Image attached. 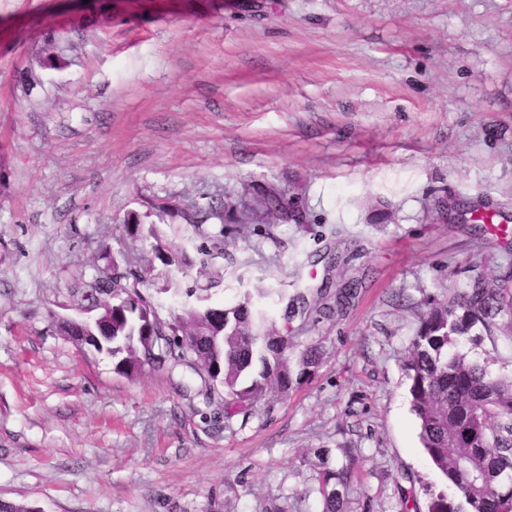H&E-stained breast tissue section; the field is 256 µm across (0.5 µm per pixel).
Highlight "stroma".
<instances>
[{
  "label": "stroma",
  "mask_w": 512,
  "mask_h": 512,
  "mask_svg": "<svg viewBox=\"0 0 512 512\" xmlns=\"http://www.w3.org/2000/svg\"><path fill=\"white\" fill-rule=\"evenodd\" d=\"M132 212L186 251L181 288L269 289L319 366L219 428L188 375L78 346L75 277L165 274ZM478 279L512 301V0H0L1 500L321 512L327 448L354 463L347 512L425 510L447 482L403 364L429 302ZM350 280L345 311L286 318L299 285ZM460 350L512 377V315Z\"/></svg>",
  "instance_id": "stroma-1"
}]
</instances>
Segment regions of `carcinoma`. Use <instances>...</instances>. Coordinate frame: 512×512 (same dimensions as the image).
<instances>
[{"mask_svg":"<svg viewBox=\"0 0 512 512\" xmlns=\"http://www.w3.org/2000/svg\"><path fill=\"white\" fill-rule=\"evenodd\" d=\"M267 210L288 217L295 205L280 193L265 199ZM164 264L171 270L162 279L161 294L179 295L175 258L181 251L167 248ZM151 273H108L74 279L72 296L90 307L104 309L112 303V336L102 338L97 350L115 357L116 369L134 376L144 366L171 371L193 370L201 380L194 396L210 406L215 394L224 392V417L246 414L276 389L288 392L292 382L289 359L294 347L288 333L266 324L263 299L267 293L244 290L224 308V322L209 321L213 305L198 297L182 305L171 320H160L138 285ZM355 295L353 288H317L313 302L298 291L293 311L313 309L330 314ZM503 311L496 289L481 280L470 292L450 302H431L422 315L405 365L410 381L411 410L420 428V441L435 468L454 489L456 504L442 492L431 496L429 512H512V445L491 423L512 422V378L494 377L481 365L456 350L462 340L476 342L477 325L487 328ZM316 344L300 357L297 378L318 367ZM352 463L337 469L323 467L315 476L322 498V512H345Z\"/></svg>","mask_w":512,"mask_h":512,"instance_id":"carcinoma-1","label":"carcinoma"}]
</instances>
